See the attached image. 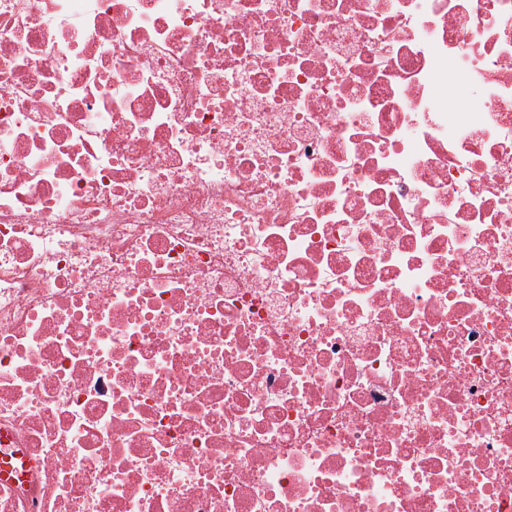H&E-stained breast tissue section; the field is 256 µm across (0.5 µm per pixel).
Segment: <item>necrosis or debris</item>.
Listing matches in <instances>:
<instances>
[{"mask_svg": "<svg viewBox=\"0 0 512 512\" xmlns=\"http://www.w3.org/2000/svg\"><path fill=\"white\" fill-rule=\"evenodd\" d=\"M0 512H512V0H0Z\"/></svg>", "mask_w": 512, "mask_h": 512, "instance_id": "obj_1", "label": "necrosis or debris"}]
</instances>
